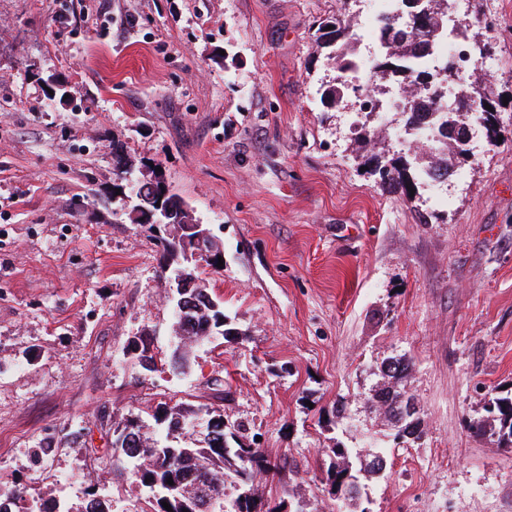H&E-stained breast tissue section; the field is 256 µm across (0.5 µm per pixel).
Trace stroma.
<instances>
[{"label":"stroma","instance_id":"stroma-1","mask_svg":"<svg viewBox=\"0 0 512 512\" xmlns=\"http://www.w3.org/2000/svg\"><path fill=\"white\" fill-rule=\"evenodd\" d=\"M364 0H0V481L26 500L139 512L112 476V425L161 404L245 423L296 465L255 492L337 512L326 451L373 435L387 456L359 512H512V448L475 435L488 393L512 394V0H470L497 60L500 143L407 197L377 161L403 155L397 112L332 108L321 23ZM65 83L51 98L47 83ZM161 165L224 244L207 273L231 340L186 372L126 356L175 344L161 246L112 202V145ZM411 362L419 439L364 398L380 363ZM128 354L136 356L144 366L152 369H158V360L160 361V358H158L155 353L154 345L150 339L137 338L136 340H133L128 349ZM149 356H153V360L147 359Z\"/></svg>","mask_w":512,"mask_h":512}]
</instances>
